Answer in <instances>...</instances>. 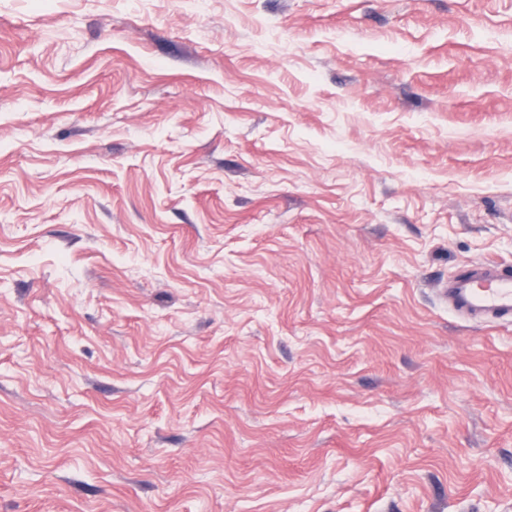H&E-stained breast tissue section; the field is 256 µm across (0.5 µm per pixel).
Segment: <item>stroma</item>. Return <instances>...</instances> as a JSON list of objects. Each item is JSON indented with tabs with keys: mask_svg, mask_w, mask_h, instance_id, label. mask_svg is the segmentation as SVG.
Segmentation results:
<instances>
[{
	"mask_svg": "<svg viewBox=\"0 0 512 512\" xmlns=\"http://www.w3.org/2000/svg\"><path fill=\"white\" fill-rule=\"evenodd\" d=\"M512 0H0V512H512ZM459 315L487 323L512 321V270L488 261L440 289Z\"/></svg>",
	"mask_w": 512,
	"mask_h": 512,
	"instance_id": "obj_1",
	"label": "stroma"
}]
</instances>
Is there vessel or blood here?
Instances as JSON below:
<instances>
[{
  "label": "vessel or blood",
  "mask_w": 512,
  "mask_h": 512,
  "mask_svg": "<svg viewBox=\"0 0 512 512\" xmlns=\"http://www.w3.org/2000/svg\"><path fill=\"white\" fill-rule=\"evenodd\" d=\"M449 306L470 320L512 321V270L489 261L454 278L443 290Z\"/></svg>",
  "instance_id": "1"
}]
</instances>
